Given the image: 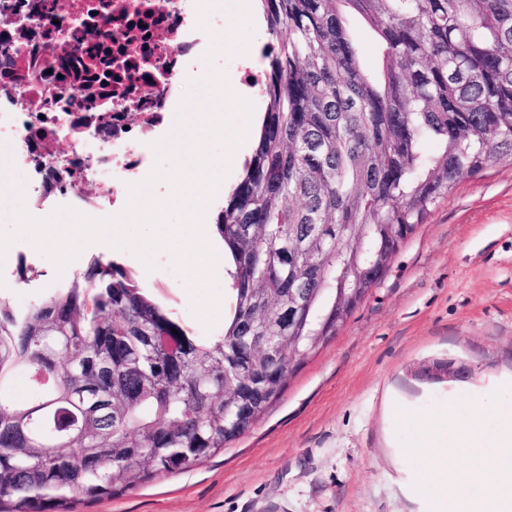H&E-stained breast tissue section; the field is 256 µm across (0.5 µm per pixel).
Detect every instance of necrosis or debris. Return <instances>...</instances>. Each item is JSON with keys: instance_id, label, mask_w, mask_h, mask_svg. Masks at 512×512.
<instances>
[{"instance_id": "obj_1", "label": "necrosis or debris", "mask_w": 512, "mask_h": 512, "mask_svg": "<svg viewBox=\"0 0 512 512\" xmlns=\"http://www.w3.org/2000/svg\"><path fill=\"white\" fill-rule=\"evenodd\" d=\"M35 2L0 0V22H7L12 40L37 35L39 57L49 58L78 47L84 22L108 25L112 70L129 77L132 89L113 98L110 121L92 112L83 127L75 128L70 114L82 108L80 96L40 114L27 103L37 94L52 99L50 87L24 79L0 88V145L12 147L15 167L30 184L25 206L32 216L62 205L103 211L126 196L128 184L147 177L150 145L172 121L196 61L212 55L215 29L200 18L199 0H74L72 20L63 26L55 24L53 15L37 14ZM145 67L151 70L148 84L140 78ZM39 130L66 140L68 153L34 150L31 141ZM101 180L112 184L110 199L83 191V182Z\"/></svg>"}]
</instances>
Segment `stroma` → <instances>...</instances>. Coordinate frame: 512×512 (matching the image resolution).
I'll use <instances>...</instances> for the list:
<instances>
[{"mask_svg": "<svg viewBox=\"0 0 512 512\" xmlns=\"http://www.w3.org/2000/svg\"><path fill=\"white\" fill-rule=\"evenodd\" d=\"M223 35L242 49L261 48L269 35L242 14L240 0H211ZM184 110L193 123L174 127L166 142L184 146L221 116L199 78L187 80ZM9 148L0 149V225L13 224L11 202L26 188ZM32 270L15 277L19 257ZM95 257L117 260L143 288L169 306L196 335H222L192 316L189 294L168 251L146 271L129 251L86 248L63 275L19 239L0 263V297L22 311L56 284H68ZM454 358L469 368L463 380L426 378L433 361ZM512 166L463 177L395 255L380 283L325 347L288 380L281 399L255 426L201 465L141 484L125 494L84 501L76 512H424L411 488L414 468L395 430V409L423 411L468 396L493 446L512 401Z\"/></svg>", "mask_w": 512, "mask_h": 512, "instance_id": "1", "label": "stroma"}]
</instances>
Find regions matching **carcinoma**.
Listing matches in <instances>:
<instances>
[{
	"instance_id": "cac0c4a2",
	"label": "carcinoma",
	"mask_w": 512,
	"mask_h": 512,
	"mask_svg": "<svg viewBox=\"0 0 512 512\" xmlns=\"http://www.w3.org/2000/svg\"><path fill=\"white\" fill-rule=\"evenodd\" d=\"M262 119L216 221L233 302L202 340L122 264L92 259L69 285L16 311L0 298V505L63 509L193 469L284 393L288 353L255 360L260 326L313 355L384 277L464 176L512 164V0H260ZM376 34L361 59L354 30ZM112 33L41 79L83 74L112 99ZM18 52L0 84L18 79ZM52 70L46 74V70ZM427 143L435 151L424 150ZM234 361L258 385L224 419ZM27 374L33 396L9 392Z\"/></svg>"
}]
</instances>
